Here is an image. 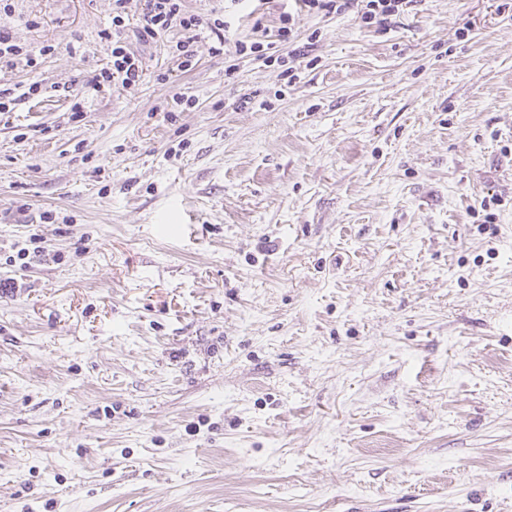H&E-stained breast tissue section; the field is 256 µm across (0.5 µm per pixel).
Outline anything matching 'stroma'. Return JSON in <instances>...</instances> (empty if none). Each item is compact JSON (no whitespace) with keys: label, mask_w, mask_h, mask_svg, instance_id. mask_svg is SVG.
Returning a JSON list of instances; mask_svg holds the SVG:
<instances>
[{"label":"stroma","mask_w":512,"mask_h":512,"mask_svg":"<svg viewBox=\"0 0 512 512\" xmlns=\"http://www.w3.org/2000/svg\"><path fill=\"white\" fill-rule=\"evenodd\" d=\"M111 20L0 14L62 47L0 63V512H512V0L302 15L290 74L132 35V89ZM130 0L112 1L111 29H105L103 36L112 43L111 65L102 68L93 78V85L120 82L125 88L135 87L142 81L143 62L129 47L126 32L130 25Z\"/></svg>","instance_id":"35a3bbf8"}]
</instances>
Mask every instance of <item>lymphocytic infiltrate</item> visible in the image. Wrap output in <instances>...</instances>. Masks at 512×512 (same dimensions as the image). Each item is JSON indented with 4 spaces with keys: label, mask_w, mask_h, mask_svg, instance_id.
<instances>
[{
    "label": "lymphocytic infiltrate",
    "mask_w": 512,
    "mask_h": 512,
    "mask_svg": "<svg viewBox=\"0 0 512 512\" xmlns=\"http://www.w3.org/2000/svg\"><path fill=\"white\" fill-rule=\"evenodd\" d=\"M241 0H229L223 13L204 17L186 10L183 0H145L139 17L140 39L149 40L167 32H184L183 40L172 45L171 50L180 61L182 69L194 65L195 34L201 29H210L216 40L210 52L216 56H251L254 59L280 65L297 63L308 57L311 43H298L294 30L296 15H316L320 13L342 14L356 12L365 24L388 25L392 17L399 15L408 0H292L291 5L281 4L280 0H256L257 10L263 13L277 11L279 25L273 38L259 39L261 23H254L255 38L230 40L228 34L238 21L237 6ZM130 0H112V24L104 30L103 36L112 44L111 64L95 75L94 84L121 83L123 87L137 86L143 76V62L131 50L126 32L130 25Z\"/></svg>",
    "instance_id": "obj_1"
}]
</instances>
